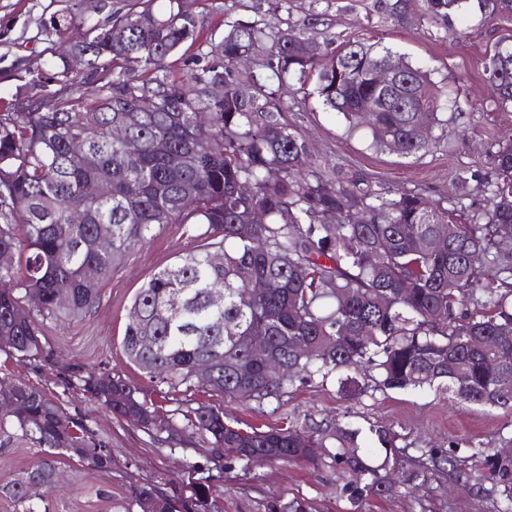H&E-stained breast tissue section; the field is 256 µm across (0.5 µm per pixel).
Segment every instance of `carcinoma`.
Segmentation results:
<instances>
[{
    "mask_svg": "<svg viewBox=\"0 0 512 512\" xmlns=\"http://www.w3.org/2000/svg\"><path fill=\"white\" fill-rule=\"evenodd\" d=\"M148 0L105 24H90L97 5L53 26L71 33V46L85 57L94 88L74 79L63 57L49 61V73L31 75L26 104L0 111V347L15 356L47 361L50 353L31 319L77 318L96 303L112 269L153 231L168 224H192L200 248L179 257L138 289L132 306L137 322L126 325L122 347L128 359L171 388L194 385L193 367L213 361L206 386L224 396L261 402L296 385L337 380L343 389L371 382L375 391H421L438 387L472 404L512 416V142L491 155L497 181L481 219L458 225L454 241L444 239L448 208L415 192L383 193L356 179L318 170L302 172L305 139L283 117L282 90L315 79L313 93L353 130L363 124V106L378 111L368 124L372 145L402 157L436 147L438 113L447 104L429 68L407 63L400 96L378 87L373 72L390 54L374 43L346 41L335 48L313 37L319 14L275 32L262 21L224 16L221 35L205 33L204 21L182 10L180 0L162 8ZM381 12L408 20L413 0H379ZM493 17L512 13V0H422V14L448 25L473 9ZM196 48L186 71L176 74L169 58ZM263 52L261 71L240 72L234 60ZM485 81L497 102L512 104V44L494 49L484 61ZM65 88L45 96L49 82ZM252 87L246 96L242 87ZM151 97L152 112L126 128L112 127ZM426 109L428 137L414 118ZM84 142L81 156L70 152ZM164 143L160 153L156 144ZM103 180L108 195L89 198L84 186ZM193 191L185 201L184 188ZM260 210L265 222L242 237L237 225ZM112 237V249L96 246ZM304 267L300 279L295 269ZM71 289L61 304L58 286ZM224 289V304H210L209 290ZM407 294H400V289ZM181 310L171 312V297ZM442 311L445 318L436 321ZM367 329L363 341L358 331ZM149 336L152 346L141 348ZM264 336L288 364V376L267 377L263 360L248 351V340ZM295 337L312 345L303 355L290 350ZM496 363L497 373L488 371ZM248 367L245 374L239 368ZM113 415L165 432L171 448L185 438L206 439L207 459L231 471L255 457L271 464L323 463L343 481L340 493L357 507L368 496L396 490L390 477L395 434L370 429L380 444L374 461L350 447L358 429H336L335 451L324 438L291 424L250 430L235 426L224 411L203 403L188 407L179 422L168 411L139 398L123 379L84 380ZM0 394V438L45 449L37 470L0 484V496L22 512H50L56 457L76 459L99 472L112 470V451L80 419L66 413L46 391L11 380ZM307 440L303 446L293 435ZM459 444L433 451L438 469L465 467ZM473 456L487 455L499 498L495 512H512V456L471 444ZM430 467V468H432ZM430 468L421 463L407 475L412 490L426 489ZM185 464L189 494L154 483L134 488L135 506L155 494L169 512H205L218 485L194 477Z\"/></svg>",
    "mask_w": 512,
    "mask_h": 512,
    "instance_id": "cac0c4a2",
    "label": "carcinoma"
}]
</instances>
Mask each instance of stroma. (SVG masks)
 I'll return each instance as SVG.
<instances>
[{"label":"stroma","mask_w":512,"mask_h":512,"mask_svg":"<svg viewBox=\"0 0 512 512\" xmlns=\"http://www.w3.org/2000/svg\"><path fill=\"white\" fill-rule=\"evenodd\" d=\"M376 0H185V7L213 28L221 13L248 19L261 15L275 27H285L315 12L320 14L318 41L363 40L388 47L406 60L427 65L433 80L451 99L440 117L445 128L432 153L402 158L371 147L365 132L348 133L335 113L326 111L313 94V83L285 96L284 117L311 146L316 168L329 175L355 177L378 190L401 189L443 201L465 219L479 217L489 204V185L496 176L490 157L499 144L512 139V105L494 102L483 78L486 52L501 39L512 37V14L485 19L474 12L436 25L415 15L406 25L395 23L375 7ZM83 0H0V107L24 100L28 74L41 71L65 42L53 29L54 21L80 12ZM471 175L461 183L460 172ZM198 244L190 225L171 224L132 249L100 289L98 301L79 320L38 318L46 348L59 363L31 362L0 351V379H21L55 396L65 412L82 418L90 430L108 441L114 464L111 472L96 471L78 461H62V485L50 496L51 512H139L132 501L135 486L151 481L170 490L188 462L200 465L203 475L222 485L223 493L211 512H282L295 498L307 512H347L348 504L336 490V474L324 465L291 466L263 461L225 474L204 462L200 438L169 451L164 435L153 434L116 418L85 391L82 377L108 374L123 378L140 397L179 408L192 399L223 408L242 426L266 427L285 422L359 429L357 444L377 453L370 427H390L397 434L396 472L427 458L431 449L460 445L467 455L469 441L483 440L501 448L512 426L500 411L479 407L451 394L426 389L420 392L382 393L366 390L341 392L337 382L293 388L280 398L263 402L230 400L203 388L172 390L132 364L122 348L132 299L157 271L175 263ZM497 494L491 482H476L466 474L436 473L428 491L416 494L399 485L388 498L371 497L362 512H493Z\"/></svg>","instance_id":"1"}]
</instances>
